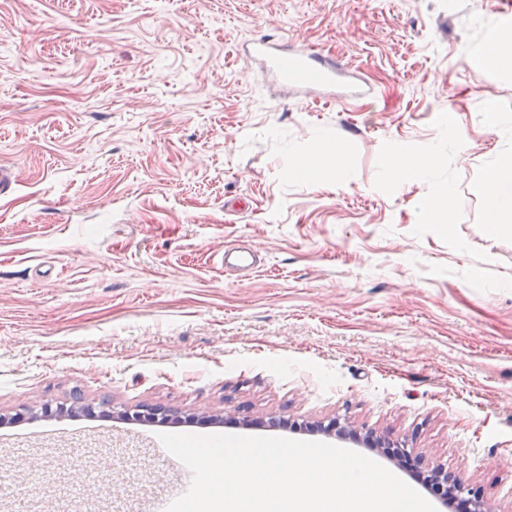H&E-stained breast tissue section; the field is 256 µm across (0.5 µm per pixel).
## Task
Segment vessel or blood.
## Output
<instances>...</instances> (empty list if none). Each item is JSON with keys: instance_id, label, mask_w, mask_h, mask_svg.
<instances>
[{"instance_id": "1", "label": "vessel or blood", "mask_w": 512, "mask_h": 512, "mask_svg": "<svg viewBox=\"0 0 512 512\" xmlns=\"http://www.w3.org/2000/svg\"><path fill=\"white\" fill-rule=\"evenodd\" d=\"M244 51L247 55L264 58L270 69L286 85L332 90L340 83L335 62L314 50L288 49L268 37L260 36L246 43ZM191 480L190 470L180 467L175 488L151 497L149 512H165L172 501L188 490Z\"/></svg>"}]
</instances>
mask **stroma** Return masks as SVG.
Masks as SVG:
<instances>
[{
  "mask_svg": "<svg viewBox=\"0 0 512 512\" xmlns=\"http://www.w3.org/2000/svg\"><path fill=\"white\" fill-rule=\"evenodd\" d=\"M512 0H0V512H144L159 434L375 432L512 512ZM307 46L368 91L280 84ZM337 151L347 178L297 162ZM441 152L434 179L394 155ZM452 185L451 225L424 204ZM249 200V208L233 205ZM256 246L250 272L228 246ZM67 406L44 416L43 405ZM149 406L169 419H128ZM493 43L497 47L495 52L486 54L482 60V66L497 69L506 64V54H510L512 46V28L504 27L493 34ZM505 49H509L506 53ZM484 189L490 202L494 224L505 223L512 215V179L502 169L489 171L484 180Z\"/></svg>",
  "mask_w": 512,
  "mask_h": 512,
  "instance_id": "1",
  "label": "stroma"
}]
</instances>
